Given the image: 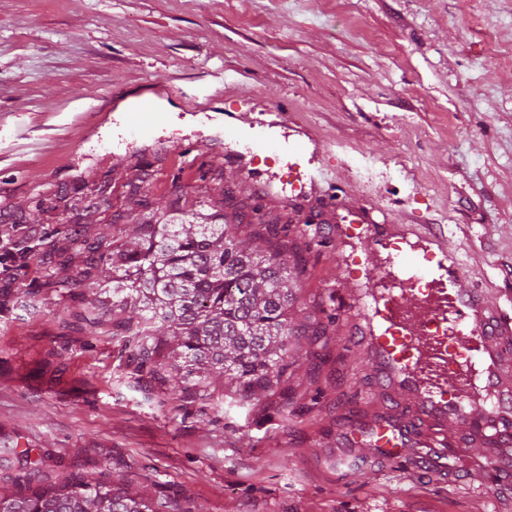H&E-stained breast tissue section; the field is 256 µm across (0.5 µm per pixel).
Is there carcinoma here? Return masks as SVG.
Masks as SVG:
<instances>
[{"instance_id": "cac0c4a2", "label": "carcinoma", "mask_w": 512, "mask_h": 512, "mask_svg": "<svg viewBox=\"0 0 512 512\" xmlns=\"http://www.w3.org/2000/svg\"><path fill=\"white\" fill-rule=\"evenodd\" d=\"M244 207L224 210L221 223L209 215L192 221L151 211L135 224L128 244L112 250L102 236L88 238L83 226L65 228L84 237L61 265L79 269L83 280L112 266V335L154 379L178 383L183 397H203L213 378L231 376L245 398L279 393L301 336L320 341L323 322L296 325L289 318L296 286L291 268L305 258L288 240V223L273 216L266 231L241 239ZM25 488L0 491V512H170L162 494L143 497L128 485L109 487L98 479L73 477L48 484L41 460L21 452Z\"/></svg>"}]
</instances>
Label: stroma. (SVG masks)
<instances>
[{
  "label": "stroma",
  "mask_w": 512,
  "mask_h": 512,
  "mask_svg": "<svg viewBox=\"0 0 512 512\" xmlns=\"http://www.w3.org/2000/svg\"><path fill=\"white\" fill-rule=\"evenodd\" d=\"M144 98L159 117L140 132L127 119ZM255 118L307 143L298 171L281 142L236 140ZM310 175L315 194L294 198ZM131 181L154 207L205 214L228 184L322 239L291 311L335 318L320 370L301 340L290 416L220 381L186 400L137 371L111 312L75 324L45 285L75 271L18 258L0 270V488L25 473L18 448L46 481L129 480L174 512H512L477 492V449L454 481L342 446L391 401L348 339L356 284L336 269L365 242L337 248L334 204L345 191L384 223L452 236L467 286L512 318V0H0V249L66 224L120 247L142 212Z\"/></svg>",
  "instance_id": "35a3bbf8"
}]
</instances>
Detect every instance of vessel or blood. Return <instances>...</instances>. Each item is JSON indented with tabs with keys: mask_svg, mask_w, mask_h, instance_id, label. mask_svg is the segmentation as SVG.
<instances>
[{
	"mask_svg": "<svg viewBox=\"0 0 512 512\" xmlns=\"http://www.w3.org/2000/svg\"><path fill=\"white\" fill-rule=\"evenodd\" d=\"M365 233L367 284L352 304V322L383 391L398 401L371 428L376 459L427 464L448 475L459 447L449 423L468 427L483 448L481 490L512 479V320L483 290L465 287L467 269L449 241L406 242L411 224H381L373 208L355 209Z\"/></svg>",
	"mask_w": 512,
	"mask_h": 512,
	"instance_id": "1",
	"label": "vessel or blood"
}]
</instances>
